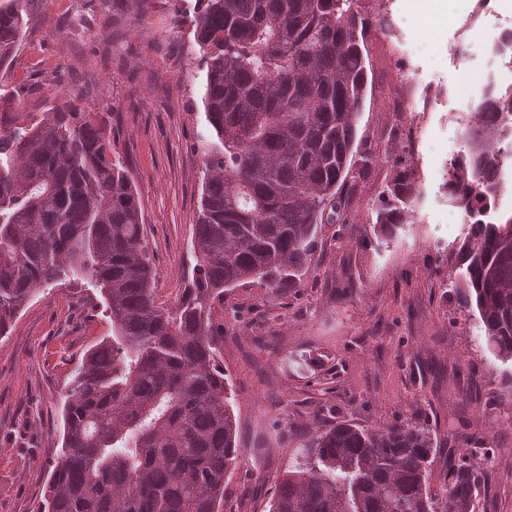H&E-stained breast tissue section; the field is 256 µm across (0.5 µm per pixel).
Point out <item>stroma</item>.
<instances>
[{"instance_id": "obj_1", "label": "stroma", "mask_w": 512, "mask_h": 512, "mask_svg": "<svg viewBox=\"0 0 512 512\" xmlns=\"http://www.w3.org/2000/svg\"><path fill=\"white\" fill-rule=\"evenodd\" d=\"M474 0H357L368 83L359 152L375 157L351 194L352 225L318 232L301 287L255 284L224 296V370L240 464L222 512H268L281 473L312 420L365 427L411 422L437 440L432 480L468 455L481 471L474 512H512V361L477 341L460 305L455 255L469 233L451 221L444 183L472 146L460 126L489 79L491 25ZM197 0H28L30 22L0 105L27 113L74 104L93 112L112 156L138 188L160 302L192 285L202 193L194 151L205 128L204 71L192 53ZM401 28L399 38L375 17ZM466 41L468 56L457 51ZM423 141L413 150L409 127ZM417 194L392 237L374 228L396 169ZM111 333L100 293L38 291L0 335V512H39L61 448L66 387L85 352Z\"/></svg>"}]
</instances>
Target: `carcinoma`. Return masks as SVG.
<instances>
[{
  "mask_svg": "<svg viewBox=\"0 0 512 512\" xmlns=\"http://www.w3.org/2000/svg\"><path fill=\"white\" fill-rule=\"evenodd\" d=\"M194 46L205 60L203 194L194 287L156 301L136 186L93 113L50 108L34 122L0 107V335L41 288L98 290L112 335L87 352L63 406L61 453L41 512H219L240 463L229 380L219 368L224 292L302 285L318 230L351 221L348 181L367 73L355 0H203ZM28 25L24 0L0 5V69ZM454 168L470 210L499 192L508 137L493 119ZM416 187L398 172L374 226L389 236ZM461 302L487 347L512 361V215L473 224L458 250ZM429 430L338 421L295 449L269 512H472L480 477L466 458L433 485Z\"/></svg>",
  "mask_w": 512,
  "mask_h": 512,
  "instance_id": "1",
  "label": "carcinoma"
}]
</instances>
